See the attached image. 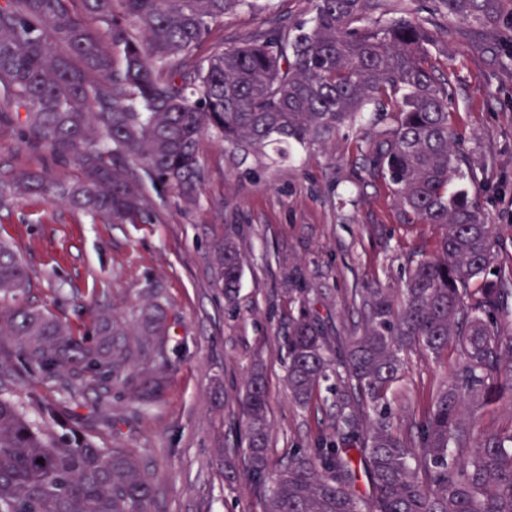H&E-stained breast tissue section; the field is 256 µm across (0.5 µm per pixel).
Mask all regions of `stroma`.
Returning <instances> with one entry per match:
<instances>
[{"label": "stroma", "mask_w": 512, "mask_h": 512, "mask_svg": "<svg viewBox=\"0 0 512 512\" xmlns=\"http://www.w3.org/2000/svg\"><path fill=\"white\" fill-rule=\"evenodd\" d=\"M312 8L311 0H263L262 9H237L198 52L248 43L309 19ZM382 8L404 9L434 30L432 61L450 75L453 126L469 153V196L493 224L501 258L512 259V30L448 18L434 0H382ZM380 129L357 119L292 147L284 159L270 150L234 152L217 134H204L197 205L186 206L175 187L153 188L151 224H112L61 203L14 197L0 209V241L26 265L24 302L48 308L82 335L99 306L134 321L155 288L173 326L164 396L148 410L116 389L70 396L20 359L13 399L27 405L32 391L42 392L65 408L60 431L78 433L90 406L103 402L112 417L103 439L136 451L156 488L153 512H264V492L246 480L242 450L238 395L251 370L262 367L268 385L272 465L314 447L336 412L329 390L305 409L288 394L286 339L298 311L285 272L299 270L330 335L351 336L367 316L361 290L403 287L440 234L429 224L399 223L390 191L364 170L360 152ZM42 165L15 132L0 129V182ZM228 233L243 267L232 306L216 283L213 256L215 240ZM450 374L431 356L409 354L391 403L403 428Z\"/></svg>", "instance_id": "35a3bbf8"}]
</instances>
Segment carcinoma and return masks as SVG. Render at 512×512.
Returning <instances> with one entry per match:
<instances>
[{"label":"carcinoma","instance_id":"carcinoma-1","mask_svg":"<svg viewBox=\"0 0 512 512\" xmlns=\"http://www.w3.org/2000/svg\"><path fill=\"white\" fill-rule=\"evenodd\" d=\"M448 15L483 26L512 25V0H436ZM258 0H3L0 3V127L21 143L72 165L0 183V207L16 195L62 199L114 224H151L156 203L144 180L179 188L196 204L198 143L214 130L243 150L326 137L373 112L388 120L361 152L390 189L403 224H434L433 256L411 271L397 300L368 288L363 333L327 336L309 312L300 274L288 271L298 316L288 332V390L307 408L341 367L332 432L315 448L269 457L268 388L256 368L241 397L248 477L265 488V512H512V422L483 431L478 412L512 405V268L497 262L493 225L461 185L468 155L450 117L449 79L431 61L434 34L400 14L372 17L378 0H314L313 16L223 47L184 65L212 25ZM224 297L242 275L237 243L214 250ZM28 283L26 267L0 241V301ZM131 342L106 310L93 337L46 308H0V512H150L152 481L135 451L54 430L59 410L38 393L31 420L4 391L23 358L71 395L106 383L145 408L162 396L170 325L159 300L140 314ZM455 355L449 381L432 392L417 438L395 426L390 396L404 353ZM365 479L368 492L356 484Z\"/></svg>","mask_w":512,"mask_h":512}]
</instances>
